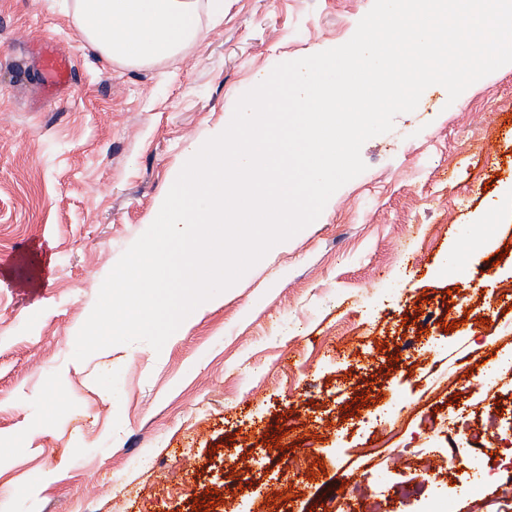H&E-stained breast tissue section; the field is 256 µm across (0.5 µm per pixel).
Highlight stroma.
Returning <instances> with one entry per match:
<instances>
[{
	"mask_svg": "<svg viewBox=\"0 0 512 512\" xmlns=\"http://www.w3.org/2000/svg\"><path fill=\"white\" fill-rule=\"evenodd\" d=\"M72 4L0 0V512H427L430 495L395 490L421 464L443 471L454 437L427 424L473 394L426 387L460 366L481 374L489 347L512 354L496 336L512 327V68L453 102L428 87L363 144L366 171L315 222L162 351L79 362L103 280L189 143L275 65L347 42L373 0H224L198 41L147 67L83 41ZM47 46L73 65L48 95ZM393 428L418 455L397 457Z\"/></svg>",
	"mask_w": 512,
	"mask_h": 512,
	"instance_id": "35a3bbf8",
	"label": "stroma"
}]
</instances>
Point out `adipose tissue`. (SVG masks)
Wrapping results in <instances>:
<instances>
[{
    "label": "adipose tissue",
    "mask_w": 512,
    "mask_h": 512,
    "mask_svg": "<svg viewBox=\"0 0 512 512\" xmlns=\"http://www.w3.org/2000/svg\"><path fill=\"white\" fill-rule=\"evenodd\" d=\"M82 39L105 58L150 65L182 53L201 34V16L224 11V0H74Z\"/></svg>",
    "instance_id": "ef3b65f1"
}]
</instances>
